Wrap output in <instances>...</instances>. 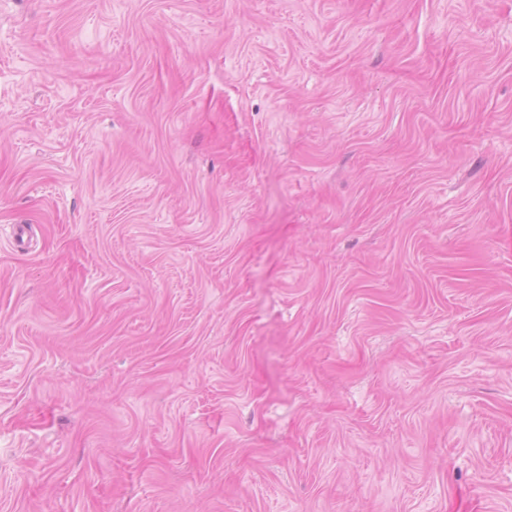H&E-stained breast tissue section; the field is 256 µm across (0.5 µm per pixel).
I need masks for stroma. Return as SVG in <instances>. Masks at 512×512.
<instances>
[{"mask_svg":"<svg viewBox=\"0 0 512 512\" xmlns=\"http://www.w3.org/2000/svg\"><path fill=\"white\" fill-rule=\"evenodd\" d=\"M0 512H512V0H0Z\"/></svg>","mask_w":512,"mask_h":512,"instance_id":"obj_1","label":"stroma"}]
</instances>
